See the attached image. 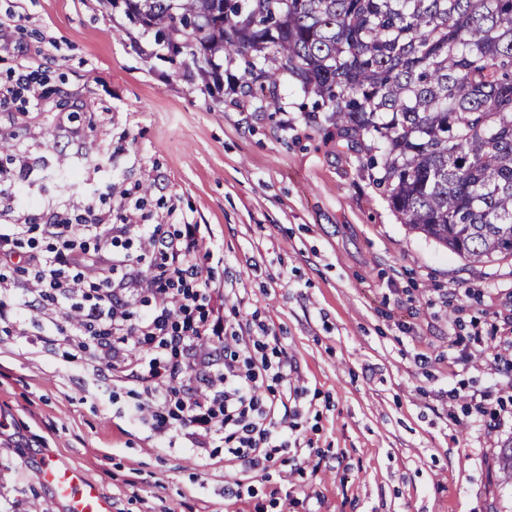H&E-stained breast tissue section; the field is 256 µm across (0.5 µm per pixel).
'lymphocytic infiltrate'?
<instances>
[{
  "mask_svg": "<svg viewBox=\"0 0 512 512\" xmlns=\"http://www.w3.org/2000/svg\"><path fill=\"white\" fill-rule=\"evenodd\" d=\"M152 248L156 262L144 279L131 276L133 244ZM205 237L200 225L116 224L111 212L87 204L82 214L52 212L19 224L0 225V263L23 257L25 282L0 278V321L23 322L37 300L85 302L72 325L71 347H93L105 371L126 360L123 345L142 352L135 380L147 400L135 415L158 434L179 421L191 448H223L241 470L224 494L241 499L253 474L275 467L294 430L289 404L293 366L268 355L278 338L268 326L239 335L224 317L225 297L202 275ZM163 296V306L131 319L130 302L142 289ZM220 344L224 357L208 347ZM175 407L174 420L163 412Z\"/></svg>",
  "mask_w": 512,
  "mask_h": 512,
  "instance_id": "obj_1",
  "label": "lymphocytic infiltrate"
}]
</instances>
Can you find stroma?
I'll list each match as a JSON object with an SVG mask.
<instances>
[{
  "label": "stroma",
  "mask_w": 512,
  "mask_h": 512,
  "mask_svg": "<svg viewBox=\"0 0 512 512\" xmlns=\"http://www.w3.org/2000/svg\"><path fill=\"white\" fill-rule=\"evenodd\" d=\"M0 84L31 67L42 112L0 108V225L97 207L115 223L207 228L203 275L231 324L258 319L303 394L296 445L228 500L220 448L193 455L137 421L143 388L103 374L66 342L71 306L0 323V512H62L37 474L79 469L113 512H512L498 454L512 447V259L470 266L408 232L363 173L299 106L240 104L225 53L208 93L188 53L108 0H0ZM452 305H444L448 293ZM485 399L486 415L471 399Z\"/></svg>",
  "instance_id": "obj_1"
}]
</instances>
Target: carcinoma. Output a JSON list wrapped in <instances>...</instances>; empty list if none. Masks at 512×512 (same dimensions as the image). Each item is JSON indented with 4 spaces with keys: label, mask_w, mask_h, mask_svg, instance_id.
<instances>
[{
    "label": "carcinoma",
    "mask_w": 512,
    "mask_h": 512,
    "mask_svg": "<svg viewBox=\"0 0 512 512\" xmlns=\"http://www.w3.org/2000/svg\"><path fill=\"white\" fill-rule=\"evenodd\" d=\"M242 67L280 109L315 97L400 223L470 264L512 257V0H112Z\"/></svg>",
    "instance_id": "1"
}]
</instances>
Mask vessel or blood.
<instances>
[{
    "instance_id": "b4317fda",
    "label": "vessel or blood",
    "mask_w": 512,
    "mask_h": 512,
    "mask_svg": "<svg viewBox=\"0 0 512 512\" xmlns=\"http://www.w3.org/2000/svg\"><path fill=\"white\" fill-rule=\"evenodd\" d=\"M37 478L64 503L67 512H112L111 501L76 469L49 463L38 472Z\"/></svg>"
}]
</instances>
